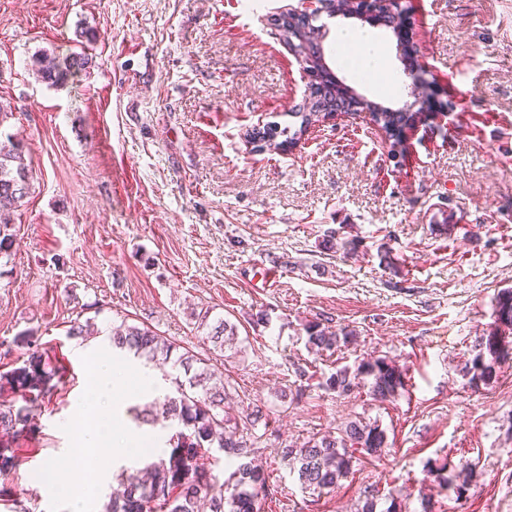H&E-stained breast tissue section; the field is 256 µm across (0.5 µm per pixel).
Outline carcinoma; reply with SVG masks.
<instances>
[{"mask_svg":"<svg viewBox=\"0 0 512 512\" xmlns=\"http://www.w3.org/2000/svg\"><path fill=\"white\" fill-rule=\"evenodd\" d=\"M92 59L77 54L58 58L42 52L33 58L32 70L41 82L58 87L77 73L90 68ZM372 120L389 134L401 137L407 117L400 112H373ZM33 174L24 145L7 139L0 142V260L9 259L14 244L13 213L29 197ZM496 329L476 339L472 358L465 365L469 384L477 388L496 376L495 365L512 359V290L498 294L495 305ZM308 346L334 352L356 340V332L342 328L332 331L321 322L305 325ZM235 327L222 320L211 330L210 338L219 346L233 339ZM112 348L144 358L162 371L175 389L162 404L152 403L141 411V418L155 421L154 408L162 410L172 431L170 450L152 457L143 469H124L119 482L104 503L102 512H264L271 495L272 473L255 463L252 455L262 436L259 423L269 425L268 414L260 406L240 417L224 410L228 383L224 375L190 350L179 351L169 338L150 326L123 324L114 331ZM15 343L27 348V358L0 372V472L16 467L15 439L37 430L36 410L45 397L62 383V367L51 364L49 355L37 347L34 336L23 332ZM371 379L369 395L384 403L405 388V372L387 358L361 359L354 366L335 369L321 386L338 396H348L365 379ZM20 392L23 404L9 396ZM387 447L386 431L376 422L355 419L340 430L339 436L312 437L301 445L280 450L282 464L298 475L302 488L314 493L335 488L353 468V452L376 455ZM237 462L236 469L224 476L218 471L220 458Z\"/></svg>","mask_w":512,"mask_h":512,"instance_id":"obj_1","label":"carcinoma"}]
</instances>
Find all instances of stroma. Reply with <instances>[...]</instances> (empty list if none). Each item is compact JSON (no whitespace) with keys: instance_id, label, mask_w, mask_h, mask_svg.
I'll list each match as a JSON object with an SVG mask.
<instances>
[{"instance_id":"obj_1","label":"stroma","mask_w":512,"mask_h":512,"mask_svg":"<svg viewBox=\"0 0 512 512\" xmlns=\"http://www.w3.org/2000/svg\"><path fill=\"white\" fill-rule=\"evenodd\" d=\"M410 34L377 14L321 16L313 48L329 75L378 108L434 112L395 142L367 113L313 122L311 79L277 26L298 0H0V99L15 108L33 190L14 213L0 276V371L27 331L66 369L35 436L0 486L50 512L35 474L65 453L62 426L86 387L81 358L110 348L121 322L145 323L211 360L236 414L262 406L272 435L256 456L273 473L265 512H512V360L489 384L463 374L476 336L512 289V0H408ZM90 29L96 39L78 43ZM372 36L387 84L339 62V29ZM83 52L95 64L61 87L38 81L36 53ZM435 85L423 104L411 73ZM302 137L278 150L253 126ZM338 248L325 251V232ZM276 266L277 283L267 268ZM207 313L199 327L197 313ZM266 321H258V313ZM97 334L68 337L71 322ZM237 328L218 349L209 328ZM330 320L357 342L317 354L305 323ZM406 373L394 400L339 397L318 377L370 357ZM316 370L301 384L295 371ZM387 434L381 455L322 495L280 462L284 445L356 418ZM450 462L465 495L440 485Z\"/></svg>"}]
</instances>
